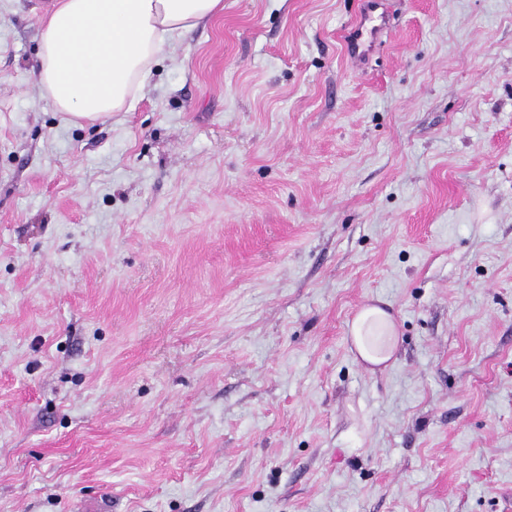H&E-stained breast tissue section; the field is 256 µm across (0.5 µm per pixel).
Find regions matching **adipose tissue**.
Masks as SVG:
<instances>
[{
	"label": "adipose tissue",
	"mask_w": 512,
	"mask_h": 512,
	"mask_svg": "<svg viewBox=\"0 0 512 512\" xmlns=\"http://www.w3.org/2000/svg\"><path fill=\"white\" fill-rule=\"evenodd\" d=\"M224 0H55L41 22L36 76L55 111L80 126L126 109L153 60L182 33L210 21ZM364 363L395 354L398 331L380 305L348 327Z\"/></svg>",
	"instance_id": "adipose-tissue-1"
}]
</instances>
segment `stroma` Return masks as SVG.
Here are the masks:
<instances>
[{"instance_id": "stroma-1", "label": "stroma", "mask_w": 512, "mask_h": 512, "mask_svg": "<svg viewBox=\"0 0 512 512\" xmlns=\"http://www.w3.org/2000/svg\"><path fill=\"white\" fill-rule=\"evenodd\" d=\"M49 4L0 0V512H512V0L354 63L360 0H224L84 127ZM353 347L364 363L380 366L395 354L398 331L393 315L380 305L361 309L348 327Z\"/></svg>"}]
</instances>
